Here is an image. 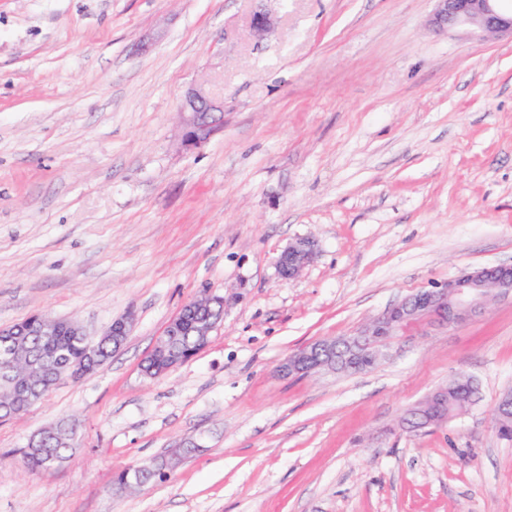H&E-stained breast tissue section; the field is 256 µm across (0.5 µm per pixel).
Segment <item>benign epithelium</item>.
I'll return each mask as SVG.
<instances>
[{
	"label": "benign epithelium",
	"mask_w": 512,
	"mask_h": 512,
	"mask_svg": "<svg viewBox=\"0 0 512 512\" xmlns=\"http://www.w3.org/2000/svg\"><path fill=\"white\" fill-rule=\"evenodd\" d=\"M430 24L438 29L467 25L478 33L512 35V0H435ZM179 111L186 114L185 140L194 144L207 141L221 124L224 99L214 97L201 86L185 93ZM316 243L301 238L282 251L277 260L283 279L295 278L312 260ZM512 298V264H498L461 273L444 284L418 291L386 308L367 325L344 338L319 339L291 352L278 366L283 378H299L320 372L354 375L382 360L392 342L421 325L447 328L463 324L484 314L494 300ZM186 309L224 312V298L204 295L186 305ZM134 315L128 313L112 321L100 342L112 344L118 352L126 343ZM46 328L63 327L74 336H86L81 324L69 319L40 317ZM221 319L196 318L192 335L198 337L197 351L205 349L211 332ZM89 353L72 361L52 378L39 383L40 391L51 390L61 379L78 381L90 374L101 362L96 360V345H87ZM496 427L512 424V395L503 396L494 411ZM448 422V386H436L418 403L409 407L398 423L406 432H420Z\"/></svg>",
	"instance_id": "1"
}]
</instances>
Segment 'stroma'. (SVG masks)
Masks as SVG:
<instances>
[{
  "instance_id": "stroma-1",
  "label": "stroma",
  "mask_w": 512,
  "mask_h": 512,
  "mask_svg": "<svg viewBox=\"0 0 512 512\" xmlns=\"http://www.w3.org/2000/svg\"><path fill=\"white\" fill-rule=\"evenodd\" d=\"M434 0H0V329L43 314L97 339L92 374L0 422V512H512V300L394 343L353 376L282 378L318 338L512 263V38L429 25ZM272 20L256 34L257 13ZM224 124L184 140L186 89ZM301 237L316 258L276 268ZM224 296L207 347L148 380L182 307ZM474 377L427 433L399 417ZM76 428L69 460L20 461ZM191 449L164 482L117 472ZM316 243L310 238L298 239L282 251L277 260L278 274L283 279L295 278L312 260ZM133 320L134 315L132 313L113 320L108 329L94 341V343L100 340V343L109 342L112 344V348L108 344H103L99 347L98 357L104 363L112 357V354L118 352L125 345L130 335ZM75 436V428L65 421L42 430L22 451L26 467L33 471L48 470L63 462L70 457Z\"/></svg>"
}]
</instances>
